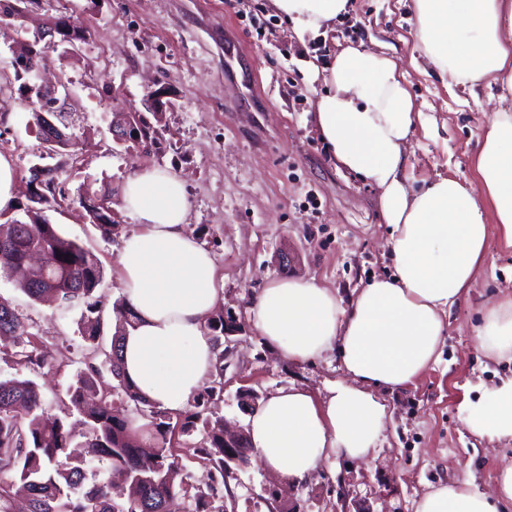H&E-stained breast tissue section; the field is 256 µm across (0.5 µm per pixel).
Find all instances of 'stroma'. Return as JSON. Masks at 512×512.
Wrapping results in <instances>:
<instances>
[{"label": "stroma", "instance_id": "obj_1", "mask_svg": "<svg viewBox=\"0 0 512 512\" xmlns=\"http://www.w3.org/2000/svg\"><path fill=\"white\" fill-rule=\"evenodd\" d=\"M70 15L90 39L78 62L49 48L48 70L73 90L65 106L80 137L75 156L56 155L63 194L44 214L66 237L102 262L97 289L107 328L122 298L118 256L137 219L125 206L129 176L162 169L182 178L189 199L186 230L207 244L224 278L221 311L241 327L224 357V395L218 412L246 425L242 390L265 399L296 385L315 395L344 380L336 353L300 364L283 360L259 336L250 309L267 284L301 278L350 301L355 288L394 271L378 189L338 169L316 131L317 94L325 67L344 47L376 48L399 57L405 83L422 114L410 139V182L419 189L437 177L472 180L479 136L493 112L487 88L469 94L429 70L415 34L413 0H351L347 17L326 35L298 39L269 0H51L30 18H0V155L14 165L15 204L5 220L24 219L30 169L43 148L26 121L27 99L11 65L16 43L32 35L44 14ZM169 84L171 132L161 153H125L113 140L114 113L142 111L154 83ZM111 193L121 227L114 240L89 222L79 200L84 184ZM294 252L290 266L281 250ZM512 292V250L490 234L485 263L472 288L450 310L439 359L411 387L385 393L386 427L369 460L337 459L304 484L284 483L256 452L233 468L226 483L227 512H415L420 496L448 479L471 474L488 490L502 463L496 443L471 434L460 420L465 398L512 376L511 361L480 353L474 330L480 308ZM0 298L24 317L39 350L53 359L40 372L0 360V375L32 378L45 413L62 415V402L80 368V312L31 302L13 281L0 278Z\"/></svg>", "mask_w": 512, "mask_h": 512}]
</instances>
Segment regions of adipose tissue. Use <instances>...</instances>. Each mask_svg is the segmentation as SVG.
I'll return each instance as SVG.
<instances>
[{
  "mask_svg": "<svg viewBox=\"0 0 512 512\" xmlns=\"http://www.w3.org/2000/svg\"><path fill=\"white\" fill-rule=\"evenodd\" d=\"M416 37L428 64L449 82L496 88L500 108L480 136L477 178L410 184L408 142L420 115L384 51L346 47L335 56L316 103L318 134L338 168L375 185L391 228L394 273L356 289L350 307L303 279L269 283L252 324L280 356L302 363L337 350L349 376L325 398L291 386L248 419L251 444L288 484L307 481L339 456L367 458L384 429L380 391L413 385L437 358L445 315L481 271L490 233L512 249V0H413ZM297 34L318 32L346 14L350 0H272ZM138 219L119 256L134 319L123 341L127 379L157 407L183 411L216 358L202 326L223 298L209 250L185 229L188 199L176 174L148 169L128 178ZM476 348L512 359V294L483 306ZM462 423L475 435L512 443V377L464 401ZM512 463L490 491L465 476L431 487L415 512H507Z\"/></svg>",
  "mask_w": 512,
  "mask_h": 512,
  "instance_id": "ef3b65f1",
  "label": "adipose tissue"
}]
</instances>
